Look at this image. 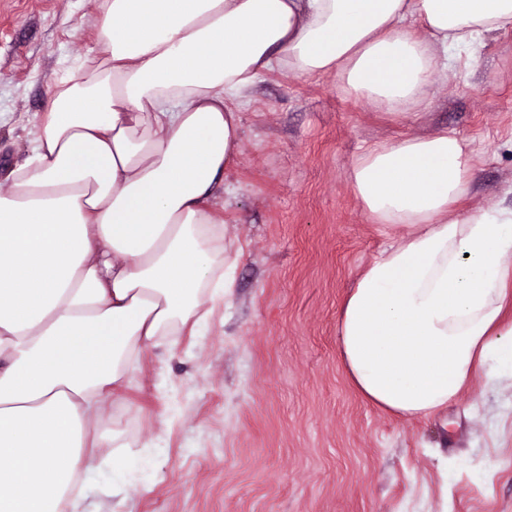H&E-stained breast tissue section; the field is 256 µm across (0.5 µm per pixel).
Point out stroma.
<instances>
[{"label":"stroma","instance_id":"obj_1","mask_svg":"<svg viewBox=\"0 0 512 512\" xmlns=\"http://www.w3.org/2000/svg\"><path fill=\"white\" fill-rule=\"evenodd\" d=\"M100 21L99 0H0V174L25 162ZM474 58L399 117L333 74L259 77L212 201L243 248L232 294L203 335L145 351L96 426L164 449L127 512H512V377H476L446 410L403 418L350 385L337 334L344 297L394 236L352 185L370 146L464 140L476 166L464 216L512 192V29Z\"/></svg>","mask_w":512,"mask_h":512}]
</instances>
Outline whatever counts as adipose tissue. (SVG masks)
<instances>
[{"label":"adipose tissue","mask_w":512,"mask_h":512,"mask_svg":"<svg viewBox=\"0 0 512 512\" xmlns=\"http://www.w3.org/2000/svg\"><path fill=\"white\" fill-rule=\"evenodd\" d=\"M100 8L98 63L58 86L0 192V512L152 491L162 448L90 428L143 351L205 329L232 293L242 248L210 202L259 76L333 73L398 115L512 28V0ZM474 169L445 133L373 145L352 167L368 216L400 236L345 298L340 354L357 392L403 417L446 408L487 366L512 375V205L457 215Z\"/></svg>","instance_id":"obj_1"}]
</instances>
